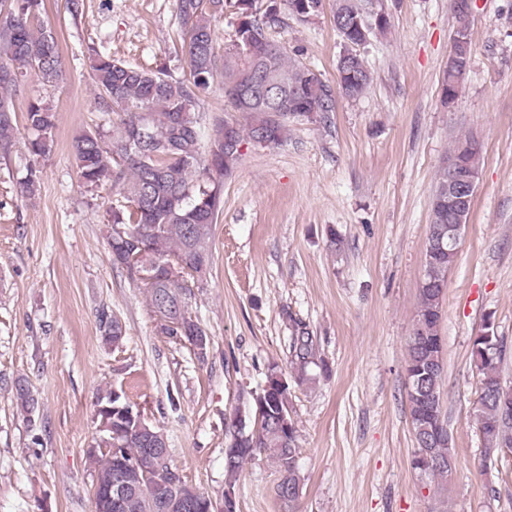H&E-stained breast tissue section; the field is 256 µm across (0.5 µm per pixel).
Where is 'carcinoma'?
Here are the masks:
<instances>
[{
    "label": "carcinoma",
    "instance_id": "cac0c4a2",
    "mask_svg": "<svg viewBox=\"0 0 512 512\" xmlns=\"http://www.w3.org/2000/svg\"><path fill=\"white\" fill-rule=\"evenodd\" d=\"M43 0H10L0 12V150L15 142L17 118L13 95L30 75L44 83L62 80L63 66L56 34L42 19ZM373 0H335L333 17L343 41L366 43L390 28V21L374 24ZM224 13V0H176V16L182 31L181 53L188 74L175 77L165 68L140 69L92 50L91 69L99 98L110 109L129 113L106 142L98 132H84L72 144L81 184L99 188L120 185L131 203L141 209L114 211L107 225L112 264L129 280L143 284L156 311L165 313L171 325L162 326L171 336H195L208 347L205 331L187 315L183 290L195 277H204L212 262L214 226L224 206V179L241 159L245 142L278 145L288 136V119L303 117L324 124L331 121L336 96L357 99L373 82V74L361 54L344 67L353 76H341L332 87L310 68L288 56L271 38L283 23L278 12H246L235 25V40L224 61L216 52L212 21ZM223 71L224 97L236 112L249 118L247 125L227 126L216 121L210 135L209 159L202 160L206 126L197 107L207 94L217 70ZM29 137L26 149L32 161L47 156L53 145L55 111L40 99L29 102L26 115ZM460 154L481 167L478 140L471 134L457 137L449 155ZM20 193L38 191L37 169L32 164L19 182ZM442 241L444 250L434 253L424 269L418 289V311L405 358L406 379L420 380V393L406 391L415 441L411 466L433 479L448 478L455 466L448 425L443 415L442 379L444 346L440 334L442 303L448 288V271L458 246L448 245V210L434 211L427 243ZM288 380L278 364L269 365L265 384L249 406L225 419L224 470L228 475L224 495L235 494L236 476L245 461L261 452L274 459L279 479L274 493L287 512H296L301 494L298 474L297 423L289 396L294 386L327 377L329 363L319 354L317 337L309 325L290 319ZM98 328L108 343L123 339L121 321L103 311ZM471 357L480 379L476 402L477 421L484 447L482 459L496 463L512 453V383L502 380L507 347L494 324L486 321L472 340ZM21 409L32 415L37 400L26 381L14 385ZM126 395L109 388L97 397V422L93 448L87 457L93 465V484H110L114 471L112 449L133 463L126 471L132 490L114 512H163L151 487L152 477L168 483L170 497L178 501L202 499L205 494L190 485L165 453L157 469L146 477L137 466L150 438L166 439L164 432L143 414H130Z\"/></svg>",
    "mask_w": 512,
    "mask_h": 512
}]
</instances>
